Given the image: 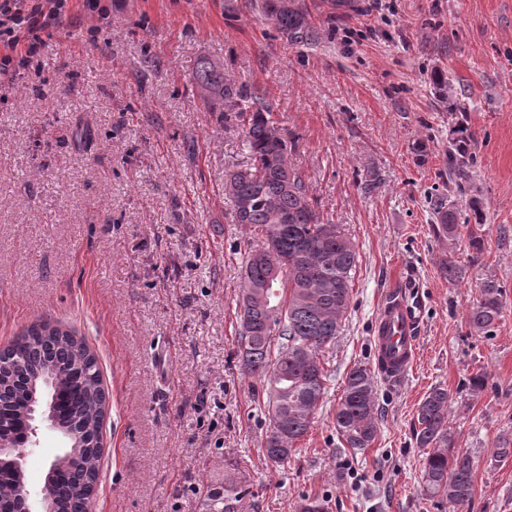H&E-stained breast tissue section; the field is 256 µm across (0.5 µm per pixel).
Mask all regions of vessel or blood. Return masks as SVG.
Returning a JSON list of instances; mask_svg holds the SVG:
<instances>
[{
    "instance_id": "1",
    "label": "vessel or blood",
    "mask_w": 512,
    "mask_h": 512,
    "mask_svg": "<svg viewBox=\"0 0 512 512\" xmlns=\"http://www.w3.org/2000/svg\"><path fill=\"white\" fill-rule=\"evenodd\" d=\"M426 309L419 277L406 271L384 299L375 324L376 363L388 381H401L415 360Z\"/></svg>"
}]
</instances>
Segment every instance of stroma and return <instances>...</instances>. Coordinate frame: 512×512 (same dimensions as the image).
<instances>
[{"mask_svg":"<svg viewBox=\"0 0 512 512\" xmlns=\"http://www.w3.org/2000/svg\"><path fill=\"white\" fill-rule=\"evenodd\" d=\"M320 31L291 44L258 0H112L100 18L71 0L22 80L0 86V348L42 321L96 354L110 409L91 512H202L238 460L243 512H452L421 486L413 422L431 388L452 398L448 429L475 463L466 512H512V0H300ZM98 28L89 39L88 28ZM263 90L326 222L355 244L350 305L322 351L326 393L289 460L263 454L262 381L239 368L241 267L263 243L233 223L227 172L250 159L240 128L193 94L200 56ZM452 80L475 134L481 255L436 235L425 199L458 197L446 175L453 116L429 82ZM381 185L364 193V168ZM465 270L461 282L445 262ZM428 298L419 353L401 382L376 380L379 431L343 447L334 412L347 374L374 366L382 299L406 267ZM503 287L493 335L466 313L478 283ZM485 375L481 390L472 376ZM63 441L43 430L24 467L41 486Z\"/></svg>","mask_w":512,"mask_h":512,"instance_id":"1","label":"stroma"}]
</instances>
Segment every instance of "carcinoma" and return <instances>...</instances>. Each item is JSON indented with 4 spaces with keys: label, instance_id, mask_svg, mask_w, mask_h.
Wrapping results in <instances>:
<instances>
[{
    "label": "carcinoma",
    "instance_id": "obj_1",
    "mask_svg": "<svg viewBox=\"0 0 512 512\" xmlns=\"http://www.w3.org/2000/svg\"><path fill=\"white\" fill-rule=\"evenodd\" d=\"M262 0L261 12L288 40L310 45L318 31L299 0ZM431 80L439 101L448 110L459 108L452 82L436 70ZM192 90L224 121H237L251 156L250 166L224 179V195L232 204V223L262 234L263 245L245 260L237 318L239 361L245 374L265 382V407L270 428L264 454L276 463L288 460L294 445L310 430L326 390L327 375L320 352L337 336L349 307L358 263L354 243L336 224H326L315 209L301 173L288 159L285 130L271 119V109L258 88L236 86L224 76L223 62L208 56L197 59L190 73ZM473 134L458 122L448 138V182L465 194L473 188L471 153ZM434 230L455 239L466 229L469 251H484L481 225L460 221L461 213L448 197H430ZM283 259L275 268L264 258L269 244ZM479 298L467 314L469 327L490 336L502 317L503 290L491 277L477 285ZM49 375L45 400L67 399L58 415L66 428L100 432L105 412L94 396L102 390L96 356L86 343L58 324L48 321L24 329L0 354V385L11 395L4 402L9 422L23 421L27 395L39 379ZM451 397L434 387L419 404L414 438L425 450L421 480L424 493L448 501L461 512L474 494L475 465L471 456L454 446L448 431ZM375 373L352 369L334 415V426L344 447L362 450L378 434ZM99 445L72 447L58 457L61 478L53 483L47 507L51 512H89L91 496L83 486L67 480L72 470L85 471L98 482ZM245 479L238 463L224 460V479L211 487L203 512H239Z\"/></svg>",
    "mask_w": 512,
    "mask_h": 512
}]
</instances>
